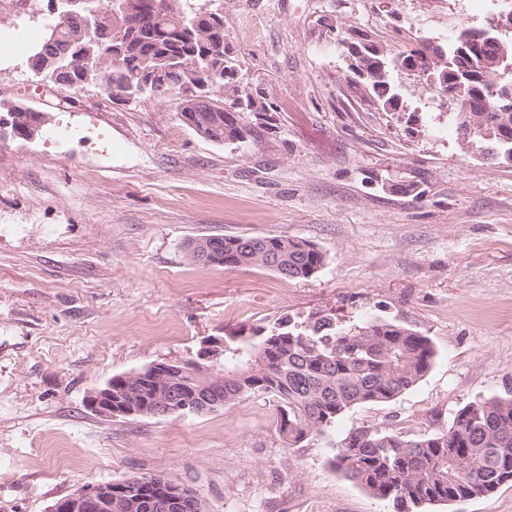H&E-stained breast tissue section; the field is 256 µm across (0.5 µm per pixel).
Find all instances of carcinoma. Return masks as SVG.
<instances>
[{"label":"carcinoma","instance_id":"1","mask_svg":"<svg viewBox=\"0 0 512 512\" xmlns=\"http://www.w3.org/2000/svg\"><path fill=\"white\" fill-rule=\"evenodd\" d=\"M184 0H128L143 25L131 28L119 21L99 30L100 44L93 54L112 53V65L85 69L77 62L64 70L57 61L81 54L70 32L78 31L83 17L62 23L51 15L42 42L28 56L34 76L52 84L95 83L112 88V97L135 100L143 95L142 83L152 79L159 98L177 97L180 116L193 130L219 138V143L244 137L237 115L269 112L238 82L237 64L224 43V15L215 9L198 17L193 32L180 28L170 7ZM458 30L440 50L442 67L437 74L451 80L465 78L453 66V53L466 36ZM363 56L351 64L353 73L372 91L382 107L405 112L407 105L393 74L398 63L415 57L402 52L387 59L360 36ZM499 44L485 39L473 54L474 62L495 57ZM216 83L224 88V106H212L190 94L195 83ZM474 92L473 141L498 161L512 160V112L495 111L493 99ZM45 120L44 113L29 108L16 113L13 133L24 138ZM325 264L316 245L288 237H226L215 249L211 265L265 267L288 279L308 280ZM223 384L205 386L195 376L179 379L186 401L196 404L189 414L213 412L246 395L260 394L277 401L276 422L284 442L294 447L321 434L351 410L390 402L415 386L432 366L435 351L428 337L394 321L369 317L348 330L336 316L315 312L300 324L284 317L271 327L241 326L222 336ZM144 368L136 375L112 377V402L135 411L137 417L166 412L169 383L149 379ZM337 470L370 495L392 501L396 512H422L442 504L485 496L503 485H512V399L488 398L462 407L448 431L420 439H407L385 427L352 428L340 441L332 460ZM179 491V512H201L196 493L183 484L165 482ZM138 498L136 512H158L156 486H127Z\"/></svg>","mask_w":512,"mask_h":512}]
</instances>
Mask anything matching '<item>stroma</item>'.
Segmentation results:
<instances>
[{
    "label": "stroma",
    "instance_id": "obj_1",
    "mask_svg": "<svg viewBox=\"0 0 512 512\" xmlns=\"http://www.w3.org/2000/svg\"><path fill=\"white\" fill-rule=\"evenodd\" d=\"M238 80L271 111L215 144L178 101L44 85L0 59V100L47 113L29 139L0 130V512H49L86 484L160 475L204 512H394L331 465L353 427L447 431L464 405L512 399V164L463 145L452 108L414 78L388 112L347 68L342 39L394 55L444 44L512 0H224ZM69 131L62 140L51 129ZM209 236L306 240L308 280L201 267ZM327 311L428 336L429 372L297 446L275 402L203 415L115 417L86 406L112 376L195 359L207 336Z\"/></svg>",
    "mask_w": 512,
    "mask_h": 512
}]
</instances>
